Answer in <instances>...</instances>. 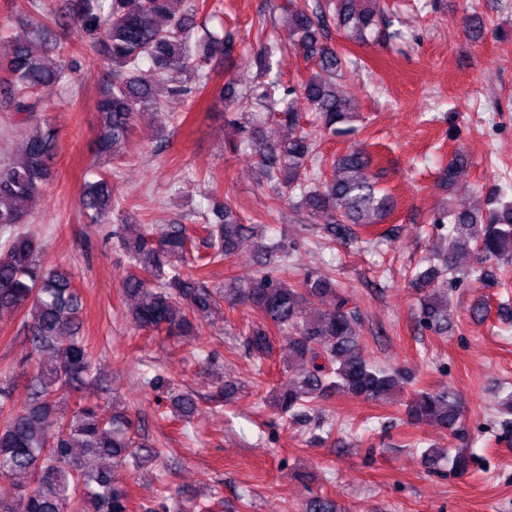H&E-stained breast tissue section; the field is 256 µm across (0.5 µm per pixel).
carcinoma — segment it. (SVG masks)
<instances>
[{
  "label": "carcinoma",
  "instance_id": "cac0c4a2",
  "mask_svg": "<svg viewBox=\"0 0 512 512\" xmlns=\"http://www.w3.org/2000/svg\"><path fill=\"white\" fill-rule=\"evenodd\" d=\"M186 0H65L79 37L99 43L109 77L100 88V135L97 153L106 157L125 144L141 111L157 108L163 99L189 97L203 91L212 64L230 58L234 44L215 35L194 38L196 9ZM350 40L385 41L389 31L380 0H326L310 9L288 10L286 25L293 45L314 64L300 83L285 82L273 71L278 49L260 45L254 58L258 80L240 94L220 90L228 105L224 122L240 134L229 144L233 154L250 151L257 157L259 184L288 196L307 223L322 224L330 241L351 238L355 228L383 224L394 199L380 186L374 158L364 146L336 157L325 170L319 164L317 136L353 132L357 114L351 101L336 91V81L352 73L345 52L325 41L328 21ZM43 25L0 43V96L8 99L20 123L29 129L21 163L0 164V311L22 315L20 333L27 352L16 366L0 372V512H131L126 486L112 480L118 468H138L159 458L126 409L112 399V413L101 399L71 396L88 385L95 357L82 335V297L69 272L44 266L39 236L21 230L33 205L53 176L58 151L54 124L37 104L62 77V69L45 65L50 46ZM148 69H143L144 64ZM315 112L318 134L304 129L297 99ZM288 129L278 142L264 137L268 118ZM85 185L82 206L97 222L112 207V186L106 173ZM214 219L201 225L203 256L193 255V238L182 224L153 227L141 224L133 235L121 225V245L129 267L122 281L125 298L134 301L135 329L169 339L190 335L195 322L212 314L216 295L249 303L262 321L243 331L249 353L263 361L273 353L272 335L286 341L288 372L293 378L274 398L285 421L309 415L318 403L342 393L378 401L404 389L411 376L378 366L368 358L359 332V314L346 307L326 273L297 282L261 273L248 281L210 287L202 270L232 255L239 242L258 232L230 199L212 203ZM448 223V234L433 253L435 263L415 272L413 288L420 294V322L435 331L448 322V278H472L479 269H464L458 258L477 248L485 256L512 261V202L488 217L470 210H442L435 223ZM286 253L272 244L261 249L260 263H282ZM323 309L310 316L307 308ZM33 370L24 386L17 371ZM23 392H18V389ZM171 413L187 420L197 412L188 392L170 399ZM408 419L435 424L457 434L463 410L456 391H419L404 403ZM430 467L446 459L454 469L467 468L469 458L443 448L421 453ZM301 512H337L336 502L322 494L309 497Z\"/></svg>",
  "mask_w": 512,
  "mask_h": 512
}]
</instances>
